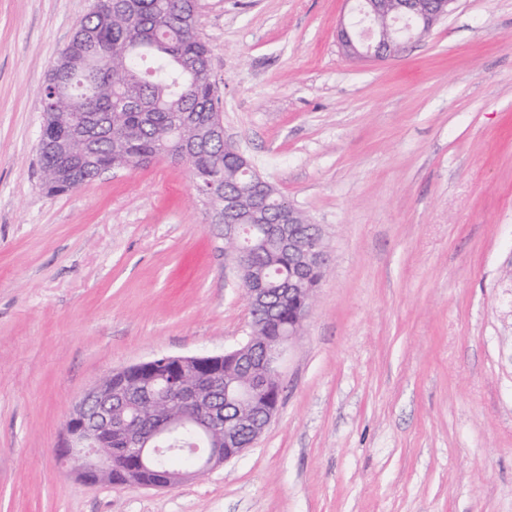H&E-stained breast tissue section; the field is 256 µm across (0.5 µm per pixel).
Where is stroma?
I'll use <instances>...</instances> for the list:
<instances>
[{"instance_id": "1", "label": "stroma", "mask_w": 512, "mask_h": 512, "mask_svg": "<svg viewBox=\"0 0 512 512\" xmlns=\"http://www.w3.org/2000/svg\"><path fill=\"white\" fill-rule=\"evenodd\" d=\"M93 0H0V512H512V0L382 61L344 0H200L224 129L328 250L252 449L156 489L57 455L112 370L251 317L185 165L41 186L40 91Z\"/></svg>"}]
</instances>
